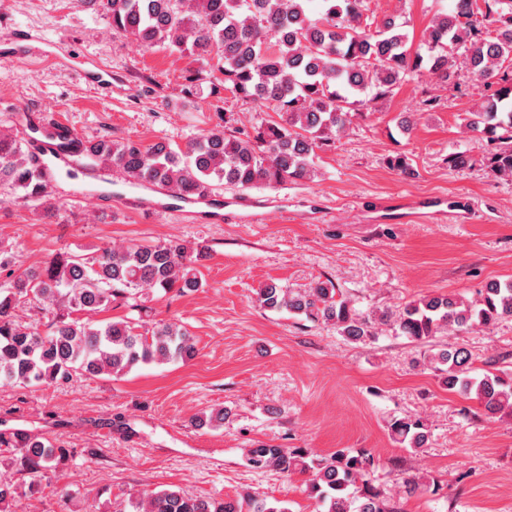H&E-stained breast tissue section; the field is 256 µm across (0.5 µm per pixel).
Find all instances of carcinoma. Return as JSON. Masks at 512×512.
<instances>
[{"instance_id":"cac0c4a2","label":"carcinoma","mask_w":512,"mask_h":512,"mask_svg":"<svg viewBox=\"0 0 512 512\" xmlns=\"http://www.w3.org/2000/svg\"><path fill=\"white\" fill-rule=\"evenodd\" d=\"M306 2L98 0L112 26L144 48L216 60L224 90L270 108L281 115V122L260 129L252 141L211 130L184 151L165 143L100 140L87 145L60 125L51 140L64 152L82 153L96 168L123 173L131 185L165 187L177 201L203 195L216 182L248 187L310 179L317 151L335 144L362 109L389 98L410 73L425 70L449 85L458 63L490 90L466 113L465 126L485 135L492 145L489 172L512 178V0H453L450 11L436 15L427 28L425 55L411 51L405 24L397 17L377 21L369 16L367 0H320L322 10L316 17L309 15ZM2 186L31 201L42 199L47 190L21 140L0 132ZM201 258L202 251L171 241L65 253L42 267L10 272L0 283V383L56 382L77 372L121 376L139 365L193 359V337L181 325L163 323L140 332L128 320L101 323L93 315L153 288L199 287L196 264ZM32 301L60 303L69 315L43 334L38 327L15 320L17 305ZM257 301L270 311L330 323L351 342L372 340L383 324L399 336L429 343L424 364L446 389L479 401L491 416L512 417L511 373L487 370L475 376L466 347L433 344L448 331L489 330L512 319L511 280L488 284L474 302L453 295H423L399 313H385L378 320L357 311L325 282L304 289L266 283L258 289ZM229 417L230 411L220 408L195 417L193 423L220 428ZM389 429L396 442L415 451L427 445V426L419 418H396ZM0 448L19 452L29 477L21 484L0 478V512H18L22 497L40 489L63 449L25 429L1 430ZM248 462L286 475L312 472L308 492L318 512H401L394 496L373 484L375 460L366 452L341 449L314 458L301 448L262 444L248 450ZM117 512L287 509L249 494L215 501L170 488L147 492Z\"/></svg>"}]
</instances>
